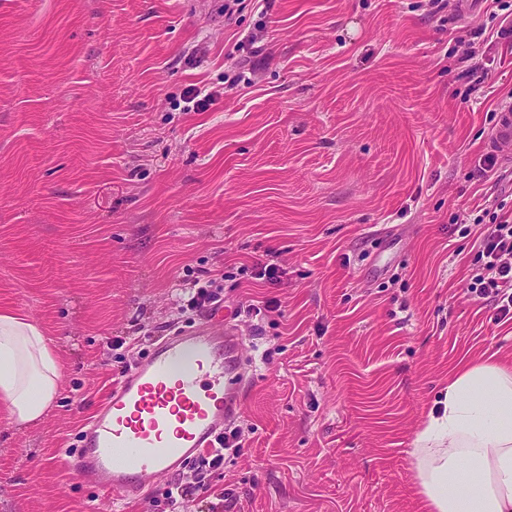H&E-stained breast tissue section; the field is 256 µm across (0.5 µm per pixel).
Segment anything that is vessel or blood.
I'll use <instances>...</instances> for the list:
<instances>
[{
    "label": "vessel or blood",
    "mask_w": 512,
    "mask_h": 512,
    "mask_svg": "<svg viewBox=\"0 0 512 512\" xmlns=\"http://www.w3.org/2000/svg\"><path fill=\"white\" fill-rule=\"evenodd\" d=\"M512 146V102L497 115L491 150ZM242 343L215 317L173 333L113 385L88 420L79 451L61 457L76 478L121 498L214 447L238 414Z\"/></svg>",
    "instance_id": "1"
}]
</instances>
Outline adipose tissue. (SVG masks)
<instances>
[{
	"label": "adipose tissue",
	"instance_id": "adipose-tissue-1",
	"mask_svg": "<svg viewBox=\"0 0 512 512\" xmlns=\"http://www.w3.org/2000/svg\"><path fill=\"white\" fill-rule=\"evenodd\" d=\"M60 379L44 329L0 312V405L12 423L42 418ZM413 454L429 512H512V368L490 357L452 370Z\"/></svg>",
	"mask_w": 512,
	"mask_h": 512
}]
</instances>
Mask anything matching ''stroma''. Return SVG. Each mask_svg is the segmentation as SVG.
<instances>
[{
	"instance_id": "35a3bbf8",
	"label": "stroma",
	"mask_w": 512,
	"mask_h": 512,
	"mask_svg": "<svg viewBox=\"0 0 512 512\" xmlns=\"http://www.w3.org/2000/svg\"><path fill=\"white\" fill-rule=\"evenodd\" d=\"M512 12L429 0H0V311L62 362L37 424L0 406V512H155L55 457L174 317L224 280L248 361L237 454L185 512H428L413 440L449 372L512 366V319L470 288L512 151ZM215 102L189 112L184 91ZM275 263L276 284L255 279ZM512 146V102L503 104L497 115L493 136L489 142L492 151H502ZM198 282H190L177 289L174 300L177 319L186 314H199L207 308H216L223 304V288L217 284V279H211L207 285L197 286Z\"/></svg>"
}]
</instances>
